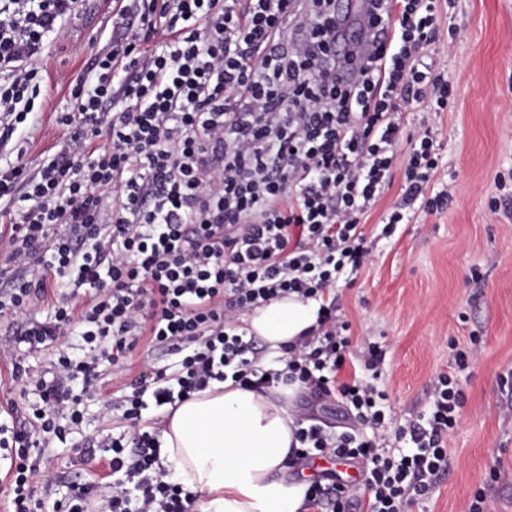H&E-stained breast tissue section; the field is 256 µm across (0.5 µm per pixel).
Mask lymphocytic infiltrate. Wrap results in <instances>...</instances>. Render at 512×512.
Listing matches in <instances>:
<instances>
[{
  "instance_id": "1",
  "label": "lymphocytic infiltrate",
  "mask_w": 512,
  "mask_h": 512,
  "mask_svg": "<svg viewBox=\"0 0 512 512\" xmlns=\"http://www.w3.org/2000/svg\"><path fill=\"white\" fill-rule=\"evenodd\" d=\"M79 7L0 0V316L19 319L4 350L53 357L48 377L13 366L36 399L0 422L7 512H39L37 448L82 424L99 365L121 367L142 341L178 355L176 369L143 363L113 402L127 427L103 440L110 494L78 482L56 512H195V495L160 467L159 431L143 415L226 380L258 390L297 381L352 413L351 431L296 432L297 458L369 463L358 483L333 472L308 481L305 512H403L447 470L464 393L441 375L428 414L388 431L386 393L338 378L350 338L330 292L361 270L362 220L394 168L402 195L382 236L448 203L430 190L436 140L408 120L448 109L447 67L430 58L440 0H369L365 30L391 37L362 59L336 52V0H126L59 115L69 143L34 166L21 150L8 159L40 92L32 63ZM101 134L104 146L77 154ZM292 294L318 302L316 323L286 347L283 368L264 367L239 315ZM45 299L49 315L27 317ZM67 334L80 351L61 344Z\"/></svg>"
}]
</instances>
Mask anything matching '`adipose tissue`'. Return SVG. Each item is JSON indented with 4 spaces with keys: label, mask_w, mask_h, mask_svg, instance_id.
<instances>
[{
    "label": "adipose tissue",
    "mask_w": 512,
    "mask_h": 512,
    "mask_svg": "<svg viewBox=\"0 0 512 512\" xmlns=\"http://www.w3.org/2000/svg\"><path fill=\"white\" fill-rule=\"evenodd\" d=\"M318 304L277 298L245 321L280 357L316 321ZM297 383L259 392L213 383L169 412L160 432L161 459L172 479L196 494L198 512H299L305 485L285 477L298 446Z\"/></svg>",
    "instance_id": "ef3b65f1"
}]
</instances>
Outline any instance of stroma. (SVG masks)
I'll use <instances>...</instances> for the list:
<instances>
[{"instance_id": "obj_1", "label": "stroma", "mask_w": 512, "mask_h": 512, "mask_svg": "<svg viewBox=\"0 0 512 512\" xmlns=\"http://www.w3.org/2000/svg\"><path fill=\"white\" fill-rule=\"evenodd\" d=\"M117 9L116 0H84L66 36L37 61L42 104L22 132L30 163L68 138L57 115L70 105L71 86L105 50ZM434 48L448 65L453 101L447 111H419L409 121L427 123L436 134L437 187L447 191L448 205L415 215L393 237H379L375 226L402 185V170H394L366 220L363 268L351 285L336 289L337 314L350 324L353 352L371 342L382 346L376 383L389 396L394 424L427 411L439 375H457L462 385L448 471L428 496L409 500L405 512H464L479 490L489 512H512V0H454L442 10ZM458 347L471 354L463 368L454 358ZM145 360L173 362L141 345L121 369L99 367L83 398V423L66 443L42 450L38 496L62 499L77 479L108 494L112 473L100 441L124 425L107 406ZM294 405L332 432L352 424L342 403L306 390Z\"/></svg>"}]
</instances>
